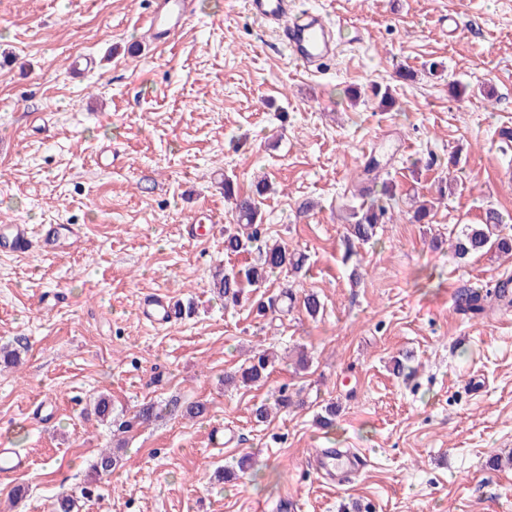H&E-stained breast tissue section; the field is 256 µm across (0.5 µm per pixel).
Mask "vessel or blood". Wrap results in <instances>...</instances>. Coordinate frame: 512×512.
<instances>
[{
	"mask_svg": "<svg viewBox=\"0 0 512 512\" xmlns=\"http://www.w3.org/2000/svg\"><path fill=\"white\" fill-rule=\"evenodd\" d=\"M246 13L259 25L273 29L290 59L313 72H321L336 55L340 31L324 13L299 10L295 0H245ZM192 15L191 0H157L148 16V30L155 40L166 39ZM59 236L57 225L46 224L41 235H33L28 225L1 224L0 251L27 253L33 245L50 249ZM142 316L153 324L170 323L176 316L167 296L156 294L147 298ZM355 460L336 448L322 450L315 461L320 468L346 467ZM27 461L16 449L0 448V480L24 471Z\"/></svg>",
	"mask_w": 512,
	"mask_h": 512,
	"instance_id": "obj_1",
	"label": "vessel or blood"
}]
</instances>
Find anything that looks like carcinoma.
Instances as JSON below:
<instances>
[{
	"mask_svg": "<svg viewBox=\"0 0 512 512\" xmlns=\"http://www.w3.org/2000/svg\"><path fill=\"white\" fill-rule=\"evenodd\" d=\"M264 183L256 186V193L243 195L237 183L231 178H224V198L232 204L233 224L224 229V250L228 253H240L247 250L262 234V217L259 197L263 195ZM390 197L388 185H383L381 196L362 203L359 208L350 210L348 233L346 237V256H351L353 249L376 237L384 224L390 221L388 207L383 198ZM504 223L502 214L495 208L485 210L482 222L465 224L456 235L455 253L465 259L472 255L490 251L504 255L512 254V236L497 232ZM307 257L302 253L290 252L284 246L273 243L265 245L260 263L246 266L238 270L220 269L215 272L211 288L224 298V305H238L243 300L245 286L258 288L266 280V274L276 270L287 269L294 273L300 272L305 266ZM293 300L289 290L277 295L262 296L258 303L261 312L283 310L286 303ZM456 309L478 316L483 311L480 293L467 289L456 298ZM274 357L265 349L258 350L248 362L241 365L235 372L224 376V385L248 387L266 379L271 373ZM207 407L203 402L181 405L172 404L171 411L188 418H197L205 414Z\"/></svg>",
	"mask_w": 512,
	"mask_h": 512,
	"instance_id": "carcinoma-1",
	"label": "carcinoma"
}]
</instances>
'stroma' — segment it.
Instances as JSON below:
<instances>
[{
    "instance_id": "35a3bbf8",
    "label": "stroma",
    "mask_w": 512,
    "mask_h": 512,
    "mask_svg": "<svg viewBox=\"0 0 512 512\" xmlns=\"http://www.w3.org/2000/svg\"><path fill=\"white\" fill-rule=\"evenodd\" d=\"M297 2L342 26L322 72L291 62L242 0H194L163 46L144 27L151 0H0V224L81 228L54 253H0V346L20 356L0 369V444L30 460L0 481V512H53L62 495L79 512H512V467L494 463L512 454V308L468 318L454 303L512 277V257L452 247L489 207L512 232V0ZM77 57L88 67L73 70ZM373 157L375 180L362 174ZM259 174L266 239L307 256L262 290L317 293L318 317L299 304L262 317L210 289L216 267L259 259L225 253L222 185L248 192ZM381 179L392 222L343 262L347 210ZM452 179L428 223L411 222L415 195ZM159 292L193 313L145 321L139 305ZM256 347L278 353L269 378L225 386ZM406 353L409 377L392 370ZM283 385L302 406L255 422ZM174 398L208 412L166 413ZM147 403L161 417L136 423ZM217 424L236 443L212 448ZM323 448L363 463L325 481L309 467ZM104 450L118 465L99 476ZM245 455L238 479L216 480Z\"/></svg>"
}]
</instances>
